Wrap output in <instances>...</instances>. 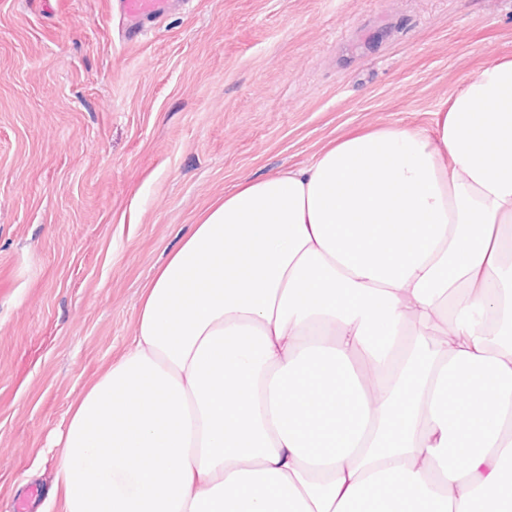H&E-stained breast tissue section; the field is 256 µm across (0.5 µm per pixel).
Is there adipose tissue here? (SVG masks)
Masks as SVG:
<instances>
[{"label":"adipose tissue","mask_w":512,"mask_h":512,"mask_svg":"<svg viewBox=\"0 0 512 512\" xmlns=\"http://www.w3.org/2000/svg\"><path fill=\"white\" fill-rule=\"evenodd\" d=\"M57 443L61 512H512V58L210 203Z\"/></svg>","instance_id":"ef3b65f1"}]
</instances>
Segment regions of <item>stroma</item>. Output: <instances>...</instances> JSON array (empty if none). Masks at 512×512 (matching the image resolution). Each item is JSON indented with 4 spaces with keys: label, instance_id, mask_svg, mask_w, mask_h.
Returning <instances> with one entry per match:
<instances>
[{
    "label": "stroma",
    "instance_id": "obj_1",
    "mask_svg": "<svg viewBox=\"0 0 512 512\" xmlns=\"http://www.w3.org/2000/svg\"><path fill=\"white\" fill-rule=\"evenodd\" d=\"M0 0V512L40 507L70 403L200 212L330 141L428 128L512 56V0ZM173 0H116L121 16L129 23L127 34L130 39H138L144 34L143 21L160 17L166 13Z\"/></svg>",
    "mask_w": 512,
    "mask_h": 512
}]
</instances>
